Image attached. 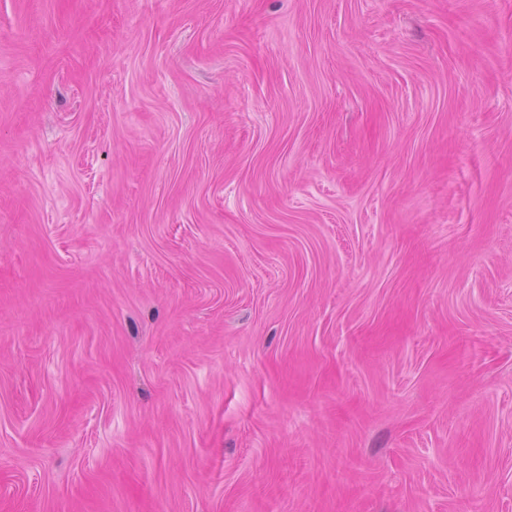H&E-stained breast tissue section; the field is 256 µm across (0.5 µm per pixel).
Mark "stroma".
<instances>
[{
	"mask_svg": "<svg viewBox=\"0 0 512 512\" xmlns=\"http://www.w3.org/2000/svg\"><path fill=\"white\" fill-rule=\"evenodd\" d=\"M0 512H512V0H0Z\"/></svg>",
	"mask_w": 512,
	"mask_h": 512,
	"instance_id": "35a3bbf8",
	"label": "stroma"
}]
</instances>
